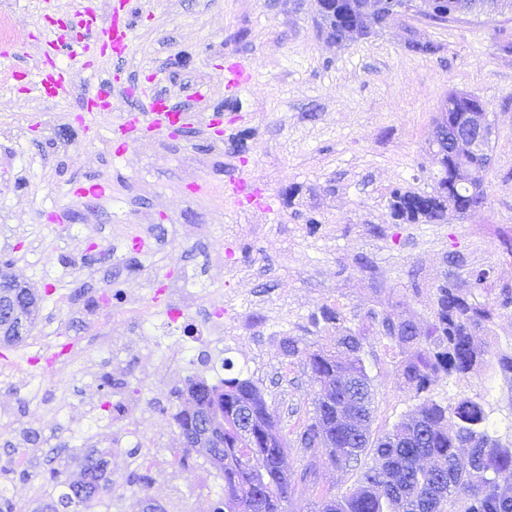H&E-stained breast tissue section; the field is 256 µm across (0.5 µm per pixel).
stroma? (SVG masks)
I'll list each match as a JSON object with an SVG mask.
<instances>
[{
	"label": "stroma",
	"instance_id": "35a3bbf8",
	"mask_svg": "<svg viewBox=\"0 0 512 512\" xmlns=\"http://www.w3.org/2000/svg\"><path fill=\"white\" fill-rule=\"evenodd\" d=\"M85 3L0 0V15L24 29L17 75L0 72V263L42 298L23 343L0 349V463L10 449H30L25 464L0 474V494L16 512H41L49 470L77 473L83 449L107 454L113 476L126 477V454L112 437L147 432L166 463L152 469L147 492L126 491L112 512H142L148 499L166 512H214L224 481L205 457L180 463L173 419L177 389L187 377H206V368L165 361L172 340L161 314L139 333L129 324L128 300L147 301L153 286L190 289L197 302L186 313L196 320L222 293L228 316L215 319L207 352L231 358L277 409L288 472L306 462L298 426L319 384L302 358L286 356L282 340L310 351L335 347L337 333L308 323L321 307L336 308L361 336L375 390L372 430H391L418 400L400 348L370 312L426 330L434 286L466 285L474 266L494 271L479 301L512 289V54L498 48L501 33L512 34V13L442 25L408 16L339 47L317 27L315 0H139L135 45L115 72L113 112L89 137L75 121L79 100L59 104L28 91L38 47L54 36L50 18L70 19ZM410 36L438 52L410 51ZM239 60L254 78L236 93L220 76ZM188 82L210 88L189 131L145 136L121 157L103 151L133 96L149 89L178 96ZM455 91L477 96L494 125L485 203L446 224L394 223L391 190L429 193L441 175L431 133ZM218 108L224 134L216 140L203 128ZM47 113L56 116L53 126L41 123ZM246 129L253 136L240 153L232 137ZM238 173L250 176L272 214L228 195ZM85 177L109 184L108 196L92 204L66 196L67 183ZM198 183L207 193L195 192ZM57 208L68 215L65 226L51 221ZM138 229L162 244L140 255V270L114 273V258L127 256ZM113 339L122 343L117 357ZM65 340L79 351L71 368L28 366ZM475 342L482 361L466 378L438 379L432 395L443 403L480 396L491 433L512 446V379L498 364L512 353V309ZM107 374L125 381L120 394L103 388ZM121 399L139 403L141 413L113 420L109 407ZM357 479L355 470L321 464L315 484L293 486L286 512H314L318 497L351 493Z\"/></svg>",
	"mask_w": 512,
	"mask_h": 512
}]
</instances>
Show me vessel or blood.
<instances>
[{
    "mask_svg": "<svg viewBox=\"0 0 512 512\" xmlns=\"http://www.w3.org/2000/svg\"><path fill=\"white\" fill-rule=\"evenodd\" d=\"M135 0H110L108 19H100L95 5H88L74 16L75 25L82 36L77 44L67 42L65 36L46 41L41 49V62L37 79L30 83L31 91L57 102L67 101L73 93L74 78L60 60L66 55L86 56L91 53L111 61L114 68H121L134 44ZM250 70L237 64L228 67L221 80L228 89L242 90L250 84ZM208 94L207 87L192 88L184 101L175 102L157 94L141 96L134 109L126 113L115 131L119 145L117 155H124L129 142L138 140L145 133H159L173 127L185 126L186 119L194 112V105ZM81 111L76 121L83 133H98L105 119L112 113V81L103 79L86 88L80 98ZM105 185L92 181L69 182L70 195L95 202L105 195Z\"/></svg>",
    "mask_w": 512,
    "mask_h": 512,
    "instance_id": "vessel-or-blood-1",
    "label": "vessel or blood"
}]
</instances>
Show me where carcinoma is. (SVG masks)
<instances>
[{
  "label": "carcinoma",
  "mask_w": 512,
  "mask_h": 512,
  "mask_svg": "<svg viewBox=\"0 0 512 512\" xmlns=\"http://www.w3.org/2000/svg\"><path fill=\"white\" fill-rule=\"evenodd\" d=\"M424 8L454 19L469 11L472 0H422ZM316 23L332 43L370 37L396 21V0H316ZM481 101L470 94L452 92L446 99L441 119L463 126L467 113ZM487 168L482 155L445 154L443 175L430 193L391 194L394 217L409 223L442 224L452 217L467 215L481 194ZM3 292L15 297V314L0 318V341L6 346L21 343L18 327L32 324L36 299L6 273H0ZM434 319L421 333L406 321L385 316L383 335L406 350L403 375L420 400L416 413L396 424L393 430L373 435L374 390L360 357L362 338L342 325L340 313L325 306L311 318L313 327L324 323L340 333L343 354L323 348L308 354L309 365L321 390L314 415L305 422L299 442L307 463L297 478L284 469L286 443L274 434L277 415L268 411L258 386L241 374H229L218 385L190 377L179 391L181 407L174 419L186 448L180 456L185 464L195 439L185 421L206 405L212 415V431L224 436V447L202 452L224 478V507L216 512H284L292 481L306 484L319 467L321 440L329 449L328 462L336 468L360 471L357 490L344 496L324 494L316 512H512V495L499 493V486H512V448L489 434L486 403L461 396L444 406L429 393L443 376L459 379L469 374L482 359L473 340L476 330L492 321L494 308L479 304L467 295L438 288L433 301ZM253 413L255 438L245 439L236 430L238 413ZM372 456L374 466L362 464ZM105 456L88 453L77 474L49 471V482L57 492L43 512H109L112 478Z\"/></svg>",
  "instance_id": "1"
}]
</instances>
